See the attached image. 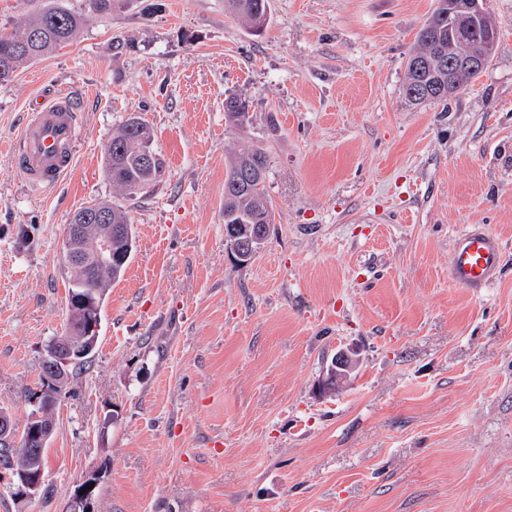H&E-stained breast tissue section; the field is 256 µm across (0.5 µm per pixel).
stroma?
<instances>
[{
	"instance_id": "stroma-1",
	"label": "stroma",
	"mask_w": 512,
	"mask_h": 512,
	"mask_svg": "<svg viewBox=\"0 0 512 512\" xmlns=\"http://www.w3.org/2000/svg\"><path fill=\"white\" fill-rule=\"evenodd\" d=\"M435 0H273L262 34L224 0H124L0 84V408L17 426L63 331L71 215L112 198L130 114L165 173L127 204L135 248L97 350L57 402L35 498L0 468V512H512V0H486V71L409 106ZM85 108L74 170L34 192L10 164L37 94ZM241 94L251 122L224 118ZM267 157L275 222L248 264L224 240V177ZM503 244L489 288L454 284V238ZM358 365L316 385L339 350Z\"/></svg>"
}]
</instances>
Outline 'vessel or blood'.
<instances>
[{
    "mask_svg": "<svg viewBox=\"0 0 512 512\" xmlns=\"http://www.w3.org/2000/svg\"><path fill=\"white\" fill-rule=\"evenodd\" d=\"M82 135V114L70 92L37 97L19 130L11 164L30 186L53 187L73 168ZM502 260L500 239L476 224L454 239L449 276L478 293L493 282Z\"/></svg>",
    "mask_w": 512,
    "mask_h": 512,
    "instance_id": "obj_1",
    "label": "vessel or blood"
}]
</instances>
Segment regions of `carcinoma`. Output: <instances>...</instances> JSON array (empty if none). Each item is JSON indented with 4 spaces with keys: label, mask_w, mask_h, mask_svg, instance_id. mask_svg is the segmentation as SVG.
<instances>
[{
    "label": "carcinoma",
    "mask_w": 512,
    "mask_h": 512,
    "mask_svg": "<svg viewBox=\"0 0 512 512\" xmlns=\"http://www.w3.org/2000/svg\"><path fill=\"white\" fill-rule=\"evenodd\" d=\"M117 0H85V8L76 11L64 0H43L39 7L31 10L24 20L16 25H0V83L15 78L19 69L30 65L55 49L72 41L92 16L112 14ZM226 10L240 19L252 32L261 33L270 18L271 0H225ZM435 27L434 35L419 32L416 47L409 60H429L448 45V22L436 13L426 20L424 27ZM448 87V72L422 67H406L403 88L409 92L416 88L438 92ZM224 116L234 128L244 129L251 120L246 99L230 94L224 100ZM155 156V168L143 164L146 153ZM105 173L112 187L125 200L145 195L140 186L147 188L155 184L164 173V161L154 147V135L150 127L138 115L128 116L108 143L104 157ZM267 161L258 150L242 151L228 160L224 177V223L226 224H272L274 208L266 188ZM96 206L111 215L110 224L124 231H133L129 213L120 202L100 200ZM126 265L114 264L112 268L101 266L96 256H91L86 267L80 271H67L68 293L92 298L98 293H107L112 282L124 273ZM68 379L52 385L39 376L36 387L28 390L27 398L37 391L43 392L45 406L54 411L58 394L66 388ZM29 463L24 437L18 443L5 445L0 442V464L11 469L26 467Z\"/></svg>",
    "instance_id": "cac0c4a2"
}]
</instances>
